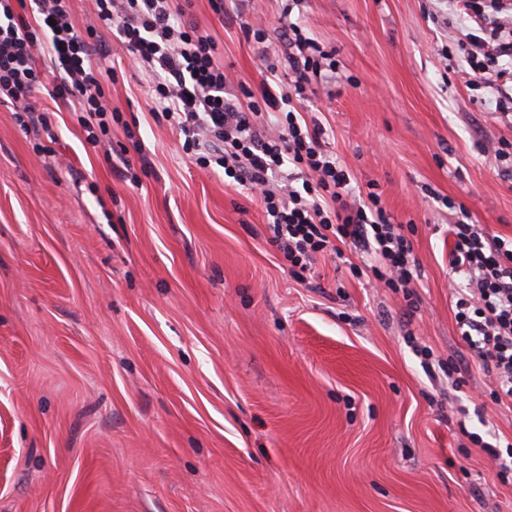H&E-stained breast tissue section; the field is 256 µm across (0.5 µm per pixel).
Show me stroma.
Returning a JSON list of instances; mask_svg holds the SVG:
<instances>
[{"label":"stroma","mask_w":512,"mask_h":512,"mask_svg":"<svg viewBox=\"0 0 512 512\" xmlns=\"http://www.w3.org/2000/svg\"><path fill=\"white\" fill-rule=\"evenodd\" d=\"M190 12L248 82L284 53L288 24L331 53L301 114L354 186L376 184L413 226L416 308L353 276L350 245L289 273L260 203L183 151L153 115L150 75L101 29L117 72L109 138L86 143L44 91L29 114L0 103V512H512V470L470 439L512 445V409L492 403L456 324L457 215L441 204L512 238V174L481 150L512 142V112L467 84L447 6ZM136 139L149 165L133 184L111 158Z\"/></svg>","instance_id":"obj_1"}]
</instances>
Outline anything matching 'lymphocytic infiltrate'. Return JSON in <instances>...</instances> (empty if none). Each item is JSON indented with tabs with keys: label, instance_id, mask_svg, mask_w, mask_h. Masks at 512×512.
Segmentation results:
<instances>
[{
	"label": "lymphocytic infiltrate",
	"instance_id": "f902f5d3",
	"mask_svg": "<svg viewBox=\"0 0 512 512\" xmlns=\"http://www.w3.org/2000/svg\"><path fill=\"white\" fill-rule=\"evenodd\" d=\"M33 2L39 26L21 13ZM70 0H0V102L28 111L46 90L79 112L89 143L111 133L112 108L92 41L115 27L130 61L151 72L159 114L175 125L204 168H221L231 185L250 191L264 212L269 240L290 273L309 271L317 256H339L352 244L370 257L379 286L411 297L421 277L413 246L376 191L354 194L350 173L327 148L320 124L297 109L328 54L299 25L285 33L288 54L267 63L257 86L225 73L214 39L179 0H94L96 22L77 28ZM451 38L471 86L496 84V106L512 104V0H451ZM49 63H40V55ZM451 274L467 279L456 292V324L472 356L492 378L496 405L512 408V238L490 234L461 211L449 225Z\"/></svg>",
	"mask_w": 512,
	"mask_h": 512
}]
</instances>
